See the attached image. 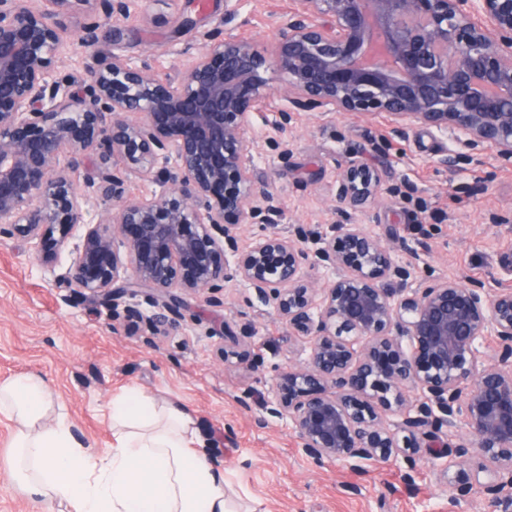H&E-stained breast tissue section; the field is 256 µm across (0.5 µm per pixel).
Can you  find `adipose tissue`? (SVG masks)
I'll return each mask as SVG.
<instances>
[{
    "mask_svg": "<svg viewBox=\"0 0 512 512\" xmlns=\"http://www.w3.org/2000/svg\"><path fill=\"white\" fill-rule=\"evenodd\" d=\"M0 416L12 424L11 467L33 502L67 512H231L224 473L209 463L193 413L137 390L112 399V446L78 442L44 379L0 382Z\"/></svg>",
    "mask_w": 512,
    "mask_h": 512,
    "instance_id": "ef3b65f1",
    "label": "adipose tissue"
}]
</instances>
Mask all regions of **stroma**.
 Masks as SVG:
<instances>
[{
  "label": "stroma",
  "instance_id": "1",
  "mask_svg": "<svg viewBox=\"0 0 512 512\" xmlns=\"http://www.w3.org/2000/svg\"><path fill=\"white\" fill-rule=\"evenodd\" d=\"M293 8V0H209L201 12L192 0H137L134 16L112 18L98 34L107 56L170 78L209 34L272 45ZM267 78L271 90L244 136L253 175L280 212H259L240 226L239 248L269 225L291 234L357 224L398 264L413 267L410 287L456 277L489 295L512 288V162L466 144L456 131L415 123L399 132L383 113L297 108L283 76ZM349 162L380 177L376 194L351 215L336 208ZM69 261L61 255L51 272L26 245L0 240V380L42 375L78 441L111 447L109 404L135 387L194 413L236 512H488L479 491L453 500L438 461L423 451L382 464L306 456L288 420L267 413L260 399L272 397L279 372L307 362L309 346L245 284L188 296L191 317L154 336L145 293L111 309L57 287L54 275ZM130 306L143 322L129 321ZM222 324L249 351L248 361L223 362L224 340L211 333ZM11 436L0 416V512H51L21 494L8 464ZM408 470L410 488L402 479Z\"/></svg>",
  "mask_w": 512,
  "mask_h": 512
}]
</instances>
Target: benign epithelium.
Returning a JSON list of instances; mask_svg holds the SVG:
<instances>
[{
    "label": "benign epithelium",
    "mask_w": 512,
    "mask_h": 512,
    "mask_svg": "<svg viewBox=\"0 0 512 512\" xmlns=\"http://www.w3.org/2000/svg\"><path fill=\"white\" fill-rule=\"evenodd\" d=\"M135 2L52 0L46 11L0 0V236L52 272L69 251L57 283L81 296L111 306L148 290L155 332L176 325L185 296L244 283L309 344L307 363L282 372L266 404L306 455L387 463L418 453L423 437L451 500L477 488L490 512H512V289L488 295L454 278L409 288L410 272L356 224L268 230L244 251L235 235L272 200L243 136L271 70L300 103L451 128L512 161V0H297L272 47L213 40L164 80L97 60L98 29ZM72 16L92 62L61 78ZM89 164L105 212L96 223L70 178ZM129 175L166 190L127 198ZM378 183L346 165L336 207L362 209ZM319 242L315 257L339 270L320 296L302 272L307 244ZM396 413L406 415L397 431L385 419ZM457 422L471 443L450 448L439 433Z\"/></svg>",
    "instance_id": "1"
}]
</instances>
